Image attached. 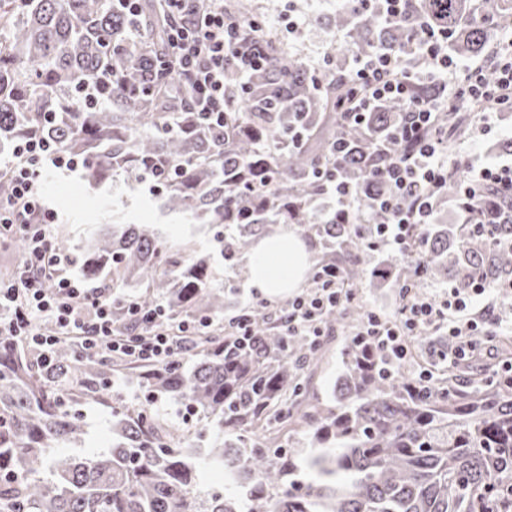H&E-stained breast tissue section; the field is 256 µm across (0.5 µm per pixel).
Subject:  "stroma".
<instances>
[{
	"label": "stroma",
	"instance_id": "35a3bbf8",
	"mask_svg": "<svg viewBox=\"0 0 512 512\" xmlns=\"http://www.w3.org/2000/svg\"><path fill=\"white\" fill-rule=\"evenodd\" d=\"M250 5L289 51L308 63L322 59L334 32L330 19L336 0H250ZM44 192L48 205L58 212L55 235L68 238L76 247L85 243L98 225L116 221L153 225L161 236L192 242L200 251L213 248L209 227L163 213L151 191L142 185L122 181L108 190H95L79 172L52 171L45 178ZM79 411L82 447L107 452L112 445L110 412L94 402L81 404Z\"/></svg>",
	"mask_w": 512,
	"mask_h": 512
}]
</instances>
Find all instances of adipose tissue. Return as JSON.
Returning a JSON list of instances; mask_svg holds the SVG:
<instances>
[{
	"mask_svg": "<svg viewBox=\"0 0 512 512\" xmlns=\"http://www.w3.org/2000/svg\"><path fill=\"white\" fill-rule=\"evenodd\" d=\"M313 255L302 238L280 231L254 243L246 256L252 287L280 296L300 288Z\"/></svg>",
	"mask_w": 512,
	"mask_h": 512,
	"instance_id": "obj_1",
	"label": "adipose tissue"
}]
</instances>
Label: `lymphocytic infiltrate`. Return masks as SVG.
Masks as SVG:
<instances>
[{
	"label": "lymphocytic infiltrate",
	"mask_w": 512,
	"mask_h": 512,
	"mask_svg": "<svg viewBox=\"0 0 512 512\" xmlns=\"http://www.w3.org/2000/svg\"><path fill=\"white\" fill-rule=\"evenodd\" d=\"M168 16L169 54L159 59V68L175 74L191 94L193 111L220 122L230 98L225 82L235 73L240 91H247L251 78L267 68L268 57L259 19L225 14L224 0H162ZM507 46L499 57L498 77L485 82L480 69L458 74V63L448 52L446 29L418 23L408 40L407 50L353 55L350 78L365 87L366 98L344 114V127L330 148L339 156L347 130L364 121L378 101L396 99L408 107L394 131L398 149L385 152L381 166L371 177L385 181L389 191L378 197L362 198L356 188L334 171L320 170L323 183L318 218L329 214L351 218L368 252L395 251L412 273V279L399 289L400 303L393 315L367 311L355 339H369L380 352L387 377L413 372L421 384H430L429 370H411L413 341L427 331L442 332L448 338L447 350L439 360L456 364L476 352L493 357V349H482L480 337L493 336L504 311L501 298L512 293V280L471 281L465 288L451 284L439 293L428 294L421 282L425 255L419 240L420 229L436 221V204L450 173H462L465 204L458 216L471 223L473 210L488 187L512 190V164L474 167L467 156L448 151V137L436 126L440 110L464 105L468 99L492 102L471 130L478 140L492 130L494 113L512 112V35L504 37ZM452 84L447 98L416 99L413 90L426 83ZM74 171L78 162L46 139L30 137L15 143L11 157L0 165V174L10 184L6 199H0V229L12 232L22 246V260L11 283L0 285V335L20 337L50 363L57 346L76 340L89 358L103 354L120 356L140 364H160L184 351L185 338L203 333L206 323L192 318L169 328L163 307L142 309L135 302L127 311L142 333L118 331L112 318V291L93 287L71 272L70 255L55 249L52 226L57 212L44 201L42 184L47 167ZM382 210L386 221L373 224L369 216ZM55 289L46 292V279ZM343 271L334 264L322 265L317 278L306 291L289 300L279 313L289 335L307 337L319 343L325 334L327 315L354 301L353 293L342 286Z\"/></svg>",
	"instance_id": "obj_1"
}]
</instances>
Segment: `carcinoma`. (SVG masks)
I'll list each match as a JSON object with an SVG mask.
<instances>
[{
  "label": "carcinoma",
  "instance_id": "obj_1",
  "mask_svg": "<svg viewBox=\"0 0 512 512\" xmlns=\"http://www.w3.org/2000/svg\"><path fill=\"white\" fill-rule=\"evenodd\" d=\"M382 3L364 11L341 0L332 26L344 33L343 52L407 48L418 19L448 31L456 57L488 53L492 32L512 27V0H417L398 27L382 20ZM167 18L155 0L140 14L122 15L114 0H0V140L43 136L83 161L82 179L94 189L122 180L158 186L166 209L215 229L227 262L249 250L269 224H296L318 258H334L354 291L400 287L393 259L370 269L350 220L315 219L322 185L313 170L331 161L330 147L344 107L365 90L348 76L347 60L319 79L306 62L263 35L269 70L250 93L225 108L224 124L190 112L188 92L170 73L144 81L141 63L164 55ZM112 75L89 104L80 90ZM406 105L381 101L350 131L339 172L368 199L384 191L367 176L380 163L378 145L391 135ZM449 134L466 126L450 108ZM272 179L266 193L252 185ZM477 219L494 242L461 239L432 224L421 236L423 281L445 279L465 288L480 277L512 276V194L485 192ZM72 255L87 282H112V314L127 331L126 306L162 305L171 320L218 318L225 293L209 255L185 241L167 240L146 224H101ZM140 281L146 291H125ZM365 313L356 301L327 317V326H355ZM254 339L239 344L217 327L191 342L192 370L183 358L158 365L88 359L62 344L53 365H40L23 342L0 336V512H512V373L480 370L468 384L450 369L424 387L408 375L388 378L378 355L348 342L331 398L299 380L316 366L321 348L287 336L260 306ZM122 376L161 396H173L219 428H175L143 405L106 389ZM103 401L111 410L107 453L66 452L83 432L77 406ZM304 431L313 448L288 451L280 433ZM315 474L294 479L301 466ZM224 468L240 496L197 490L202 470ZM47 468L52 478L40 477Z\"/></svg>",
  "mask_w": 512,
  "mask_h": 512
}]
</instances>
